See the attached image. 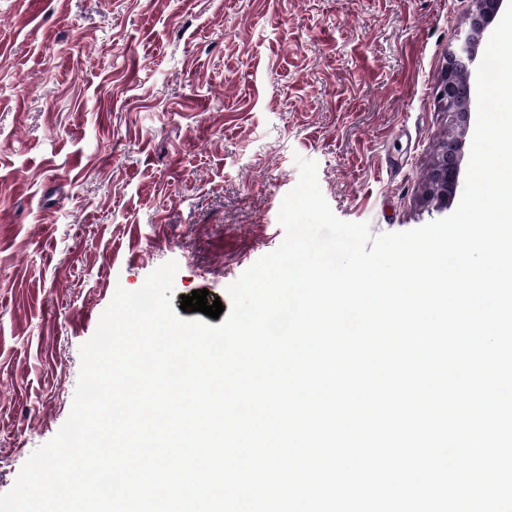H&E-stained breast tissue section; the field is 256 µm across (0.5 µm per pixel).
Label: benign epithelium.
Returning <instances> with one entry per match:
<instances>
[{
  "mask_svg": "<svg viewBox=\"0 0 512 512\" xmlns=\"http://www.w3.org/2000/svg\"><path fill=\"white\" fill-rule=\"evenodd\" d=\"M476 10L471 24L460 32L457 43L449 48L447 62L435 87L438 104L448 110L449 122L467 125L471 102L469 76L475 60V45L485 28L492 22L501 8L502 0H473ZM461 143L448 138L445 148L432 167L435 189H427L428 200L443 207L448 196L454 194L459 184Z\"/></svg>",
  "mask_w": 512,
  "mask_h": 512,
  "instance_id": "7a95c632",
  "label": "benign epithelium"
}]
</instances>
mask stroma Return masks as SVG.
I'll use <instances>...</instances> for the list:
<instances>
[{
    "instance_id": "stroma-1",
    "label": "stroma",
    "mask_w": 512,
    "mask_h": 512,
    "mask_svg": "<svg viewBox=\"0 0 512 512\" xmlns=\"http://www.w3.org/2000/svg\"><path fill=\"white\" fill-rule=\"evenodd\" d=\"M472 0H0V493L66 421L117 288L173 307L284 239L295 157L334 215L447 217L434 87Z\"/></svg>"
}]
</instances>
